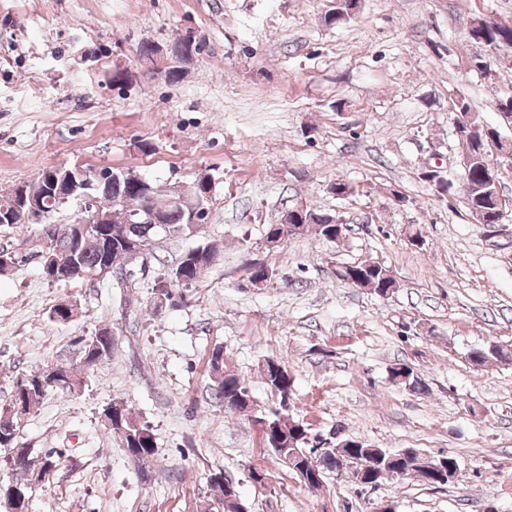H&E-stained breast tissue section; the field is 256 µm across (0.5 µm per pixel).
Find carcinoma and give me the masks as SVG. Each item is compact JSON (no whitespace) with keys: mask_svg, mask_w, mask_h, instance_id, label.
I'll return each instance as SVG.
<instances>
[{"mask_svg":"<svg viewBox=\"0 0 512 512\" xmlns=\"http://www.w3.org/2000/svg\"><path fill=\"white\" fill-rule=\"evenodd\" d=\"M358 8V0H338L336 12L325 17L328 25H340L347 21ZM469 40L480 42L487 46L504 47L512 45V23L481 21L477 27L473 26L467 33ZM475 110L466 101L457 104L455 113V133L458 140L465 146L466 155L470 156L471 164L464 171L463 193L466 205L472 213H482L489 224L500 220L496 202L500 195L498 186L494 184L487 163V145L500 138L501 133L495 127L483 124L474 117ZM99 194L112 198L121 194L124 209L114 216V223L104 225L105 237L96 235L88 237L80 253L78 263L81 270L91 273L99 268L104 254L103 242H108L112 270L117 273L115 283L119 288L132 287L131 268L146 269L145 263L137 260L134 254L139 250L147 253L148 260L155 259L150 240L155 229L149 224H129L127 218L138 219L139 212L147 202L140 191L125 182L122 172L114 171V176L105 178L98 183ZM310 219L301 224L317 226L319 235L327 242L336 241L338 235L336 216L315 209H308ZM168 232L183 233L191 231L187 224V216L181 207L171 205L166 214ZM70 239L62 236L56 243V248L41 249L42 266L50 265L49 258L58 257L69 250ZM219 246L212 243L201 244L179 257L176 265L167 274L157 278L155 295L158 297L171 296L170 283L185 287L197 281L201 271L213 265L220 257ZM354 273L360 276L365 287L384 296L387 290L396 286V280L389 270L375 262H358L352 265ZM77 356L79 362L86 370L108 359L114 350L115 341L102 328L77 342ZM512 357V352L505 351L495 345L477 349L471 352V365L475 368L487 364L491 360H505ZM212 391L214 398L224 403L226 407L242 417L252 418L254 411V397L250 387L238 374L224 369L223 350L216 347L212 350L210 360ZM43 371H32L27 378L18 382L5 410L0 412V446L7 448H21L18 442L16 426L19 421L29 415L46 393ZM391 378L408 386L414 393L424 394L428 391L427 384L415 374V370L407 365L401 368H392ZM262 379L266 389L282 398L292 395L293 377L284 366L278 369L267 367L262 369ZM288 407L275 411L269 416V427L264 432V439L268 448L272 450L278 460L286 469H291L289 462L303 463L308 460L307 454L312 452L307 437L309 427L302 421L286 414ZM103 426L124 448L125 453L132 459L141 472L152 468L156 454V441L152 428L129 412L123 405L112 403L104 410ZM345 446L339 449V458L333 459L332 454L325 455L321 467L325 470L337 468L339 460L346 462L369 460L377 465V479L391 478L393 480L414 477L427 486L439 488L449 485L448 480L438 475L423 473L422 461L424 456L412 455L400 457V451L387 448H372L364 442L352 438L344 439ZM61 464V455L48 453L40 458L31 455V452L20 453L12 458V481L25 485L36 472H51ZM210 496L203 503L200 512H241L238 500L239 494H230L235 488L233 482L224 478L222 472L209 475Z\"/></svg>","mask_w":512,"mask_h":512,"instance_id":"obj_1","label":"carcinoma"}]
</instances>
